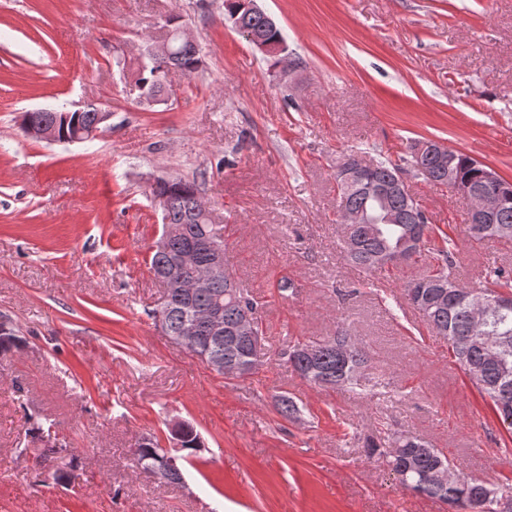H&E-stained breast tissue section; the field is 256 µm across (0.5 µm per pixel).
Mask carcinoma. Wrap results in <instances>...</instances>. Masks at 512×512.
Returning a JSON list of instances; mask_svg holds the SVG:
<instances>
[{"instance_id": "1", "label": "carcinoma", "mask_w": 512, "mask_h": 512, "mask_svg": "<svg viewBox=\"0 0 512 512\" xmlns=\"http://www.w3.org/2000/svg\"><path fill=\"white\" fill-rule=\"evenodd\" d=\"M245 26L249 31L269 42L284 40L279 27L270 22L264 12H253L246 17ZM180 56L178 61L184 74L189 76L198 69L199 52L197 46L189 43L178 45ZM166 77V69L155 62H148L138 70L137 81L145 87L149 94L160 89ZM98 113L93 108L81 112H26L20 130L23 135L30 136V125L53 126L59 135H70L73 129L97 123ZM410 167L415 175L434 185L445 184L444 177L448 173L466 180L480 189H492L494 183L485 180L486 166L469 155L458 151H448V156H418L409 151L404 164L390 159L372 162L363 183L345 186L342 179H336L341 200V207L363 211L372 216L378 208L374 190L391 185L405 167ZM172 198L169 212V224L175 226V234L166 243L171 252L179 251L195 242L209 227L206 219L198 211L197 200L200 197L199 185L196 180H182L176 184L162 187ZM385 205L399 212L400 224H368L355 225L353 235L357 240V248L344 252L347 262L365 271H377L387 266L383 256L395 249L402 239L405 229L417 224L422 219V229L431 230L426 215L416 216L414 204L403 195L386 197ZM496 223L485 225V231H469L471 240L482 243L489 239L500 238L512 240V192L504 199L495 215ZM444 246L437 249L428 262V270L420 277L407 282L402 289L404 300L421 299L417 312L424 323L436 331L448 344V353L463 370L469 382L478 390L490 405L499 422L512 434V270L494 267L487 271L483 292L511 303V306L492 313L488 332L478 336L472 331L469 305L466 301L472 288L461 283L452 273L451 254L455 240L448 233L443 237ZM223 298L224 326L232 327L242 310L241 303H256V299L238 289L235 296H224V282L219 281L211 288V292L195 298L198 308L212 306L218 298ZM165 333L173 337L181 332L187 323L186 307L179 303L169 308H161L153 312ZM26 340L17 335L0 334V357L20 353ZM308 344L317 349L315 359L305 361L299 358H288V363L295 372L307 382L320 387L354 388L360 385L362 376L353 380L348 377L353 373L364 371L369 366L370 357L366 346L359 341L348 353L342 352L341 339L333 336L323 340H310ZM197 349H209L222 352L228 357L235 354L234 349L225 342H216L211 337L200 335L196 342ZM275 408L280 416L288 420H296L301 416L298 404L286 394L275 397ZM183 450L194 452L202 447V441L194 426L187 423L182 431ZM388 440H367L366 447L370 453L386 462L396 475L401 485L408 491L436 498L452 506L454 512H494L491 503L483 497V483L472 481L454 468L451 460L438 448H430L418 437L407 433L401 445V451L393 456L386 448ZM137 462L149 461L160 453L162 448L155 438L146 437L130 449ZM448 467V481L437 483L430 479L431 472L439 465Z\"/></svg>"}]
</instances>
